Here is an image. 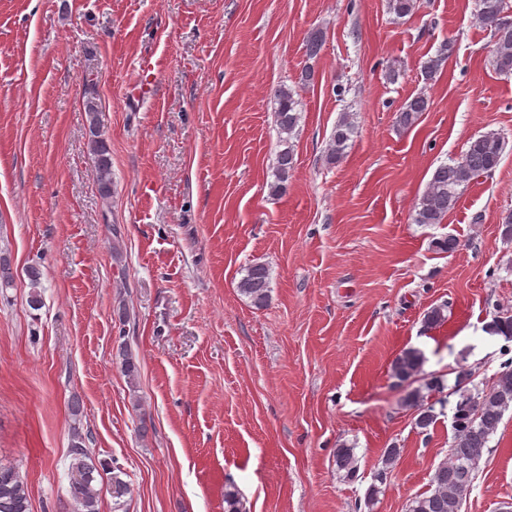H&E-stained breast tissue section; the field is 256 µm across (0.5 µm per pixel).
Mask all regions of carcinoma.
<instances>
[{
  "label": "carcinoma",
  "instance_id": "cac0c4a2",
  "mask_svg": "<svg viewBox=\"0 0 512 512\" xmlns=\"http://www.w3.org/2000/svg\"><path fill=\"white\" fill-rule=\"evenodd\" d=\"M509 0H476L475 21L489 30L492 41V62L496 71L512 74V24L502 23V14L507 12ZM417 9V0H389V10L398 18L410 16ZM325 43L321 29L313 28L306 37L307 59H315ZM455 42L447 39L441 43L436 55L428 57L421 66L424 80H434L442 65L454 54ZM315 70L312 65L303 66L294 85L283 84L275 91V123L279 142L284 148L276 155L275 180L269 190L273 196H280L288 189V179L295 166V153L290 140L302 119L301 91L314 83ZM430 101L420 93L408 99L397 116L402 128L413 126L427 111ZM89 122V144L95 159V182L102 201L112 199V158L107 143L99 105L93 98L85 103ZM355 134L353 114L343 112L337 120L326 147L327 158L334 163L341 160L351 146ZM504 138L496 131H486L469 140L463 155L450 162L438 165L432 173L422 194L414 206L413 220L417 224H439L453 210L464 188L474 180L491 174L499 165L504 151ZM32 291L28 305L33 310L41 309L43 302L37 291L42 273L39 268L26 269ZM239 291L251 303L262 308L270 299V269L262 263L245 268V274L238 283ZM448 306L439 305L424 314V327L434 329L447 319ZM493 333L503 335L512 341V315H498L489 325ZM115 358L129 382L138 379L140 365L128 342L117 347ZM425 357L416 348H406L392 362L391 374L399 382H414L422 374ZM471 374L461 370L454 386L445 389L440 378H425L409 392L404 402L415 409V425L427 431L437 421L435 404L428 401L431 394L444 391L456 397L453 416L455 427L453 441L448 453L436 466L429 489L408 500L406 512H461L463 500L470 494L483 450L490 437L497 431L505 413L512 409V358L504 361L490 385L478 389L469 387L464 381ZM402 449L392 446L384 449L380 456L376 484L368 494V503H373L381 493L380 485L401 457ZM69 495L73 512H99V490L94 486L95 465L86 448L85 437L76 431L72 434L70 446ZM336 471L342 480L354 477L357 471V457L354 449L339 446L335 454ZM0 512H32L28 482L19 468L0 464Z\"/></svg>",
  "mask_w": 512,
  "mask_h": 512
}]
</instances>
